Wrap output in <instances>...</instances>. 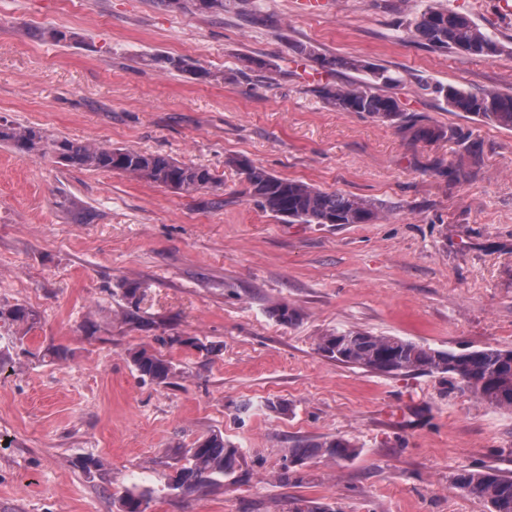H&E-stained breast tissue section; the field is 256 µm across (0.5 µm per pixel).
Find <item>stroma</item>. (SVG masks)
I'll return each mask as SVG.
<instances>
[{"label":"stroma","mask_w":512,"mask_h":512,"mask_svg":"<svg viewBox=\"0 0 512 512\" xmlns=\"http://www.w3.org/2000/svg\"><path fill=\"white\" fill-rule=\"evenodd\" d=\"M432 2L501 51L429 48L406 27L415 0H319L314 11L250 0L267 27L234 7L0 0V118L204 165L222 181L187 196L0 145V307L39 317L0 374V512H117L115 497L141 480L155 490L147 512H283L292 496L339 512H488L451 477L512 475V412L446 394L437 375L376 374L317 348L348 329L443 350L512 348V130L448 111L418 86L512 95V19L498 0ZM49 29L74 38L49 41ZM297 43L399 75L391 93L413 120L475 143L470 176L431 172L463 161L456 138L414 145L397 126L327 105L319 85L370 79L321 69ZM166 55L211 76L170 74ZM232 158L381 203L384 217L284 223L249 200ZM282 305L296 322L276 319ZM142 347L172 362L168 383L140 377L130 353ZM214 432L241 448L243 476L166 496L180 449ZM326 436L355 442L358 456L312 460L298 487L277 482L287 448Z\"/></svg>","instance_id":"obj_1"}]
</instances>
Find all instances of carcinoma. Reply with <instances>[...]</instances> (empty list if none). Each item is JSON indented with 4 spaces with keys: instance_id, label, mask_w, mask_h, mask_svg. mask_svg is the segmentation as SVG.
<instances>
[{
    "instance_id": "cac0c4a2",
    "label": "carcinoma",
    "mask_w": 512,
    "mask_h": 512,
    "mask_svg": "<svg viewBox=\"0 0 512 512\" xmlns=\"http://www.w3.org/2000/svg\"><path fill=\"white\" fill-rule=\"evenodd\" d=\"M169 11L198 10V0H156ZM416 37L436 49H455L471 56L490 57L500 51L498 42L470 18L426 5L410 21ZM321 68L337 67L369 74L372 86L340 88L325 84L318 94L340 112H362L405 129L416 142H434L457 136L465 150L474 152L466 136L443 127L411 122L400 100L376 90L380 85L393 87L401 77L383 67L356 58L323 55L306 45L294 46ZM170 71L191 73L207 79L210 72L182 57L167 56ZM422 91L445 102L450 112L490 121L512 130V95L472 92L466 89L418 81ZM0 144L39 159H56L60 163L127 174L176 193L192 195L209 191L219 184L214 172L202 165L181 163L168 156L112 148L105 145L78 143L62 135L49 134L41 128L0 121ZM233 164L243 176L246 192L262 211L285 223L302 224H373L380 219L383 207L372 200L337 191H324L302 181L281 178L246 159ZM36 314L21 305L0 309V322L14 329L13 339L22 341L36 324ZM319 350L338 362L378 374L412 372L448 375V389L467 390L480 402L505 412H512V349L483 348L466 353L436 350L397 336H380L369 331L338 330L320 337ZM131 360L140 377L161 384L173 374L172 364L143 349ZM358 447L341 437L298 442L284 455L277 480L284 486H298L304 481L303 466L313 459L339 462L355 457ZM241 449L224 442L214 432L192 448L181 449L183 464L170 478L167 488L176 494L219 488L224 479L241 468ZM453 485L466 496L489 507V512H512V476L492 468L462 469L451 478ZM154 489L131 483L118 496L121 512H146ZM286 512H336L331 504L301 497L288 498Z\"/></svg>"
}]
</instances>
